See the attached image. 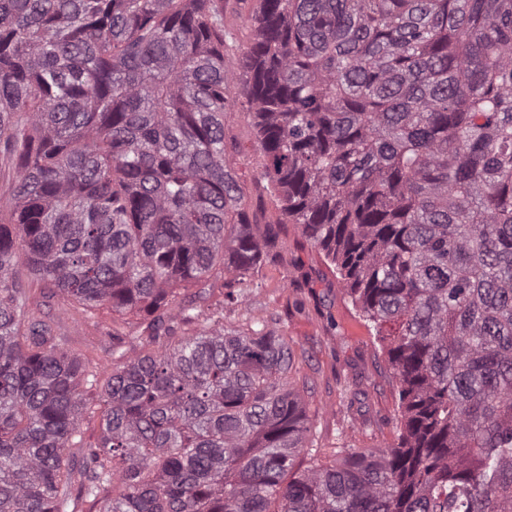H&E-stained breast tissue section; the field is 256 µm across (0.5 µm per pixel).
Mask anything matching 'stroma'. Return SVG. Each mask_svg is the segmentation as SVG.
<instances>
[{
    "instance_id": "stroma-1",
    "label": "stroma",
    "mask_w": 512,
    "mask_h": 512,
    "mask_svg": "<svg viewBox=\"0 0 512 512\" xmlns=\"http://www.w3.org/2000/svg\"><path fill=\"white\" fill-rule=\"evenodd\" d=\"M230 97L233 117L226 138L237 146L236 172L246 187L253 229L260 234L276 221L278 202L262 176L263 157L243 84L232 86ZM24 280L39 315L50 319L73 353L90 363L111 367L113 335L140 333L139 314L118 316L105 307L88 313L79 304L50 297L34 276L25 275ZM227 289L235 299L225 302V326H241L248 315L271 318L292 342L296 357L290 379L305 388L319 461L340 457L348 448L396 443L398 393L388 358L359 318L330 261L300 227L281 225L278 246L264 258L250 287L232 282ZM224 290L214 289L211 300H222Z\"/></svg>"
}]
</instances>
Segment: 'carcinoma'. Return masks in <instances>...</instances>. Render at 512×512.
I'll use <instances>...</instances> for the list:
<instances>
[{
  "label": "carcinoma",
  "instance_id": "1",
  "mask_svg": "<svg viewBox=\"0 0 512 512\" xmlns=\"http://www.w3.org/2000/svg\"><path fill=\"white\" fill-rule=\"evenodd\" d=\"M253 2L277 223L385 351L398 442L284 480L312 451L288 341L176 301L249 283L277 239L225 142L224 0H0V512H76L75 488L97 512H512V0ZM21 267L147 335L89 367Z\"/></svg>",
  "mask_w": 512,
  "mask_h": 512
}]
</instances>
